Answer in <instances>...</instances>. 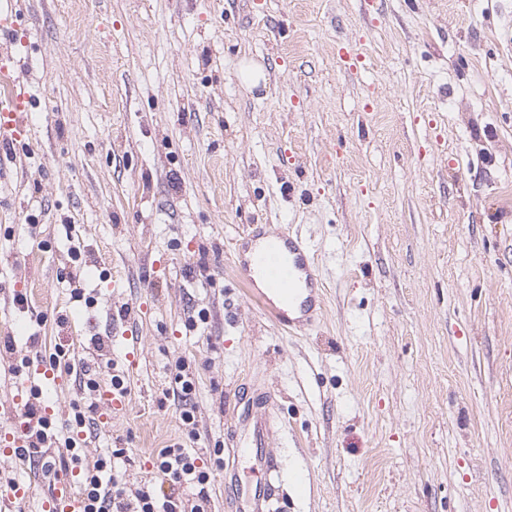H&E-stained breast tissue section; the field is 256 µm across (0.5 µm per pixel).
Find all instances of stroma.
<instances>
[{"mask_svg":"<svg viewBox=\"0 0 512 512\" xmlns=\"http://www.w3.org/2000/svg\"><path fill=\"white\" fill-rule=\"evenodd\" d=\"M5 75L29 77L0 151V402L64 352L51 434L119 375L90 461L171 493L157 452L227 441L242 390L276 406L278 512H512V0H0ZM365 68L341 69L339 42ZM266 69L247 88L239 64ZM265 224L316 250L323 315L291 333L233 266ZM83 291L74 298L73 288ZM28 306L18 309L16 291ZM132 307L126 323L122 306ZM195 389L188 440L171 394ZM61 444L0 478L64 472ZM262 475L231 450L210 512ZM175 388L172 389L174 399L185 402L187 405L190 394L194 390L192 374L189 372V366L184 360H180L175 365L173 376ZM86 368L88 367H84L82 369L81 382L83 388L87 389L90 395H94L92 398L94 401H91L90 404L84 407L83 410L81 407L76 406V411L74 413V421L76 425L72 431L76 436L82 432V430L79 429L83 428L85 424L86 414H94L96 412V408L98 406L96 402L98 391L99 402L105 412L109 414H112V410H123L126 406L128 395L127 391L116 389L112 383H104L100 386V383L96 380L95 377H93V374H91V370H87Z\"/></svg>","mask_w":512,"mask_h":512,"instance_id":"1","label":"stroma"}]
</instances>
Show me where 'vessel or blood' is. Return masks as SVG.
<instances>
[{
  "mask_svg": "<svg viewBox=\"0 0 512 512\" xmlns=\"http://www.w3.org/2000/svg\"><path fill=\"white\" fill-rule=\"evenodd\" d=\"M28 79L17 74L7 100H0V134L20 129L23 118L20 102L25 97ZM251 237L264 239V246L249 258H235L234 269L245 287L252 288L255 277H262L272 288L271 293L254 291L253 297L273 320L290 331H304L312 327L321 310L320 281L311 250L300 235L266 231L255 228ZM127 394L106 383L99 388V402L105 412L124 409ZM274 402L270 394H261L248 400L237 422V434L229 447L242 448L251 462L272 472L276 463L266 452V440L272 430ZM13 427L7 436L10 448L30 447L33 437L29 424L21 415H13ZM81 459H74L67 476L54 479L44 489L43 512H81L83 495L77 488L81 473ZM233 506L236 512H272L276 496L273 483L243 493L238 480H231Z\"/></svg>",
  "mask_w": 512,
  "mask_h": 512,
  "instance_id": "1",
  "label": "vessel or blood"
}]
</instances>
